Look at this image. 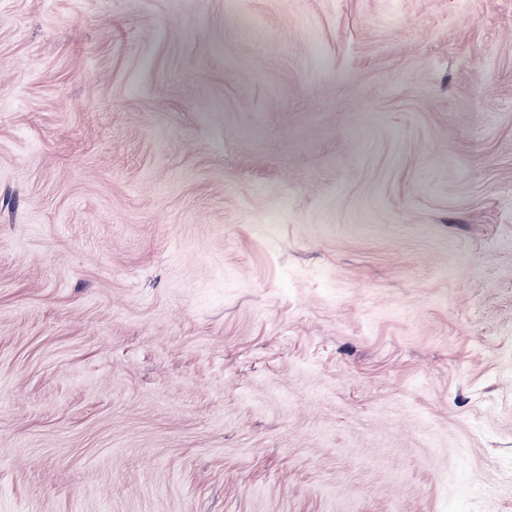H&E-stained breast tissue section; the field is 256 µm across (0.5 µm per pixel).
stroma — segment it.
Wrapping results in <instances>:
<instances>
[{
	"label": "stroma",
	"instance_id": "obj_1",
	"mask_svg": "<svg viewBox=\"0 0 512 512\" xmlns=\"http://www.w3.org/2000/svg\"><path fill=\"white\" fill-rule=\"evenodd\" d=\"M0 512H512V0H0Z\"/></svg>",
	"mask_w": 512,
	"mask_h": 512
}]
</instances>
